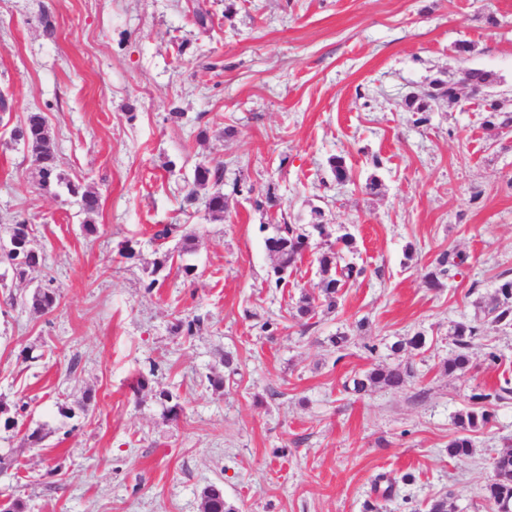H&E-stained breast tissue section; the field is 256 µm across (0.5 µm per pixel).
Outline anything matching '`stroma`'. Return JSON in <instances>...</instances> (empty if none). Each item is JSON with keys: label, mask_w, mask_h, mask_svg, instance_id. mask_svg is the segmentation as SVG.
Wrapping results in <instances>:
<instances>
[{"label": "stroma", "mask_w": 512, "mask_h": 512, "mask_svg": "<svg viewBox=\"0 0 512 512\" xmlns=\"http://www.w3.org/2000/svg\"><path fill=\"white\" fill-rule=\"evenodd\" d=\"M471 68L496 75L512 111V0H0V225L28 218L61 295L43 315L10 305L35 284L0 265V400L19 409L15 428L0 426V499L25 512H200L214 483L237 512H424L441 496L448 512H491L484 488L512 448V401L472 433V455L448 443L472 395L512 379V330H488L469 371L442 365L450 325L512 272V131L489 127L467 93L424 114L402 101ZM34 110L61 170L99 195L95 234L9 142ZM203 162L224 166L220 220L184 200ZM315 208L332 235H353L367 274L305 328L294 314L319 293L325 244L312 238L277 285L265 240ZM159 224L195 235L183 258L194 278L152 275ZM448 251L465 266L428 287ZM196 317L194 335L176 332ZM418 333L424 347H405ZM379 365L413 375L397 391H345ZM141 373L148 385L133 390ZM163 390L179 419L164 416ZM36 429L45 441L28 447Z\"/></svg>", "instance_id": "obj_1"}]
</instances>
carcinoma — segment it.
I'll return each mask as SVG.
<instances>
[{"label": "carcinoma", "instance_id": "obj_1", "mask_svg": "<svg viewBox=\"0 0 512 512\" xmlns=\"http://www.w3.org/2000/svg\"><path fill=\"white\" fill-rule=\"evenodd\" d=\"M470 89L474 92L492 86L496 79L493 74L479 69L467 71ZM460 101V89L452 80L433 79L428 88L420 93H410L404 98L405 107L411 112H429L442 102L448 105ZM11 139L22 145L31 157L33 175L38 186L48 190L53 186H65L69 195L77 198L80 211L86 215L84 230L88 234L95 231L91 223V215L99 208V197L96 193L83 189L80 182H75L64 176L60 164L51 147V136L44 113L35 111L27 113L24 121L12 129ZM224 166L216 164L210 166L199 164L194 169L192 186L185 199L190 203L196 202L197 189L212 187L202 200L205 209L215 219L224 217V192L220 189L223 182ZM275 233L266 239L268 251L274 256L277 264L273 266L275 283L284 280V274L293 267L310 246V237L317 234L320 238L331 236L329 224L324 222V213L320 209L312 210L311 231H306L298 224H276ZM32 225L23 217H16L14 223L8 225L6 232L8 241L14 243L15 249L5 253L3 259L21 279L42 271L39 253L31 247ZM353 236L345 233L336 238V245L329 246L318 258L322 273L326 274L320 286V295L327 306H336V295L340 289L364 275L365 269L346 260L344 249L351 246ZM195 237L192 234L181 236L177 252L166 250L154 261L152 273L158 274L167 266L173 264L174 257H183L194 250ZM465 263V257L454 252L444 254L438 260L440 269L431 272L427 277V285L431 288L439 286V276L451 268H459ZM60 301V294L56 289L45 285L39 286L31 293L16 298L9 297V304L18 303L27 306L39 313L52 311ZM481 314L470 321L457 322L448 331L453 337L455 346L453 357L444 364L445 370L453 374L464 372L470 368V349L476 341L483 338L487 326L493 325L503 329L512 328V277L504 273L501 275L498 287L487 301L480 306ZM410 368H374L361 376H355L344 384V389L360 395L375 386H382L390 390L403 388L411 378ZM176 396L170 392L159 393V400L164 412L173 420L179 418L181 406L175 402ZM473 399L483 402L481 406H472L458 414L457 424L460 435L448 443V455L467 456L472 451L470 433L479 430L487 424L492 413L484 406V402L505 403L512 399V381L504 379L491 393L477 394ZM495 477L485 487V499L491 504L492 512H512V451L499 454L494 462ZM201 512H237V509L224 499L220 486L209 484L200 493Z\"/></svg>", "mask_w": 512, "mask_h": 512}]
</instances>
